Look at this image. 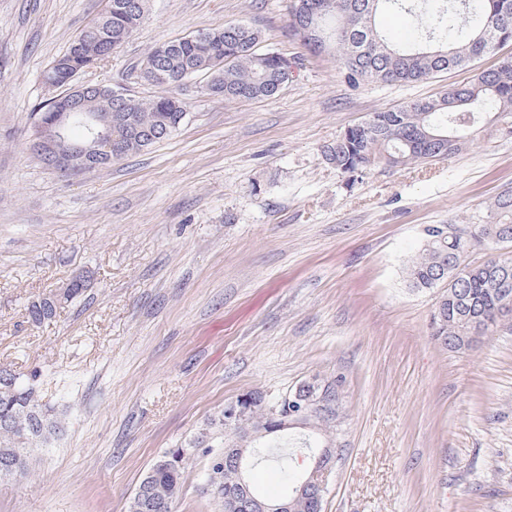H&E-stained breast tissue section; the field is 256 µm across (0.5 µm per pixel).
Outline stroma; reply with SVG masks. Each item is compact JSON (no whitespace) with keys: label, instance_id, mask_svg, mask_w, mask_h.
Returning a JSON list of instances; mask_svg holds the SVG:
<instances>
[{"label":"stroma","instance_id":"stroma-1","mask_svg":"<svg viewBox=\"0 0 512 512\" xmlns=\"http://www.w3.org/2000/svg\"><path fill=\"white\" fill-rule=\"evenodd\" d=\"M106 0H0V368L34 379L65 431L0 479V512H128L162 451L226 403L336 386L322 512H512V313L469 349L432 337L437 294L405 271L433 224L492 221L512 187V134L479 130L423 165L338 172L349 125L470 78L351 86L290 31V0H148L140 27L72 86L159 93L156 44L244 22L290 63L281 91L225 101L191 79L171 137L69 177L29 145L44 74ZM87 292L31 324L32 301L78 275ZM195 450L175 512H222Z\"/></svg>","mask_w":512,"mask_h":512}]
</instances>
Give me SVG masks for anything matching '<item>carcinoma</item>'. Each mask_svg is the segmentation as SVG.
Here are the masks:
<instances>
[{
    "label": "carcinoma",
    "instance_id": "carcinoma-1",
    "mask_svg": "<svg viewBox=\"0 0 512 512\" xmlns=\"http://www.w3.org/2000/svg\"><path fill=\"white\" fill-rule=\"evenodd\" d=\"M313 9L290 8L291 32L299 36V27H313L320 44L309 47L314 54L331 49L339 37H359L361 51L355 56L336 53L339 66L353 84L382 82L414 83L435 73L463 69L484 55L496 51L499 37L512 42V0H306ZM400 10L417 21L419 32L407 46L390 40L377 24L386 11ZM142 20L122 11L101 14L90 27L97 38H73L66 51L45 72V81L54 87L69 85L78 71L107 59L127 40ZM236 23L221 30L204 32L167 41L153 47L140 63L145 80L162 89L148 100L135 96L126 102V110L144 129L167 126L175 133L184 123L185 104L170 90L188 76L209 74L219 78L218 94L226 100H253L276 94L278 83L288 80V60L274 52L258 49L259 31L251 26L230 35ZM494 114L512 123V58L494 68L474 73L468 80L453 85L438 98L411 101L398 108L374 112L368 123H357L322 147V153L341 173H363L385 164L398 167L430 163L450 158L465 150L472 141L479 116ZM491 224H473L468 236L454 235L455 225L435 224L425 229L418 254L407 267L409 287L439 290L432 314L433 337L448 347V337L463 336L468 329L466 317L473 315L483 323L486 336L498 326L506 312H512V281L508 287L497 285L503 270H512V190L500 193L492 206ZM501 229L507 237L488 241L487 232ZM478 249L494 250L489 259L475 263L471 255ZM461 264L448 276L462 281L460 295H450L444 282L435 278L440 264L452 255ZM57 306L39 309L27 307L28 319L43 324L56 316ZM11 383H0V477L22 475L28 470V451L47 448L62 432V419L39 403L31 382H22L9 374ZM251 426L265 436H276L271 429L273 410L285 412L288 397L266 401L260 392L246 393ZM224 432V416L211 420L187 445L170 448L159 455L139 482L128 512H154L149 504H165L164 512H174L181 494L184 465L192 448L213 454L207 476L210 494L224 512H242L231 500L237 487L236 467L218 448L229 446ZM280 443L268 446L278 465L285 488L282 498L291 497L296 475L288 466L290 453H277Z\"/></svg>",
    "mask_w": 512,
    "mask_h": 512
}]
</instances>
